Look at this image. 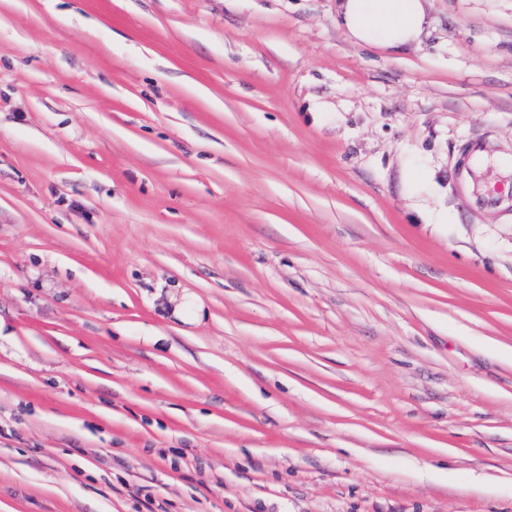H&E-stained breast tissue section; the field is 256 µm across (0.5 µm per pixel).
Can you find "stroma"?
I'll return each mask as SVG.
<instances>
[{"label": "stroma", "instance_id": "35a3bbf8", "mask_svg": "<svg viewBox=\"0 0 512 512\" xmlns=\"http://www.w3.org/2000/svg\"><path fill=\"white\" fill-rule=\"evenodd\" d=\"M503 158L512 0H0V512H512ZM338 21L358 43L400 48L417 42L427 0H338Z\"/></svg>", "mask_w": 512, "mask_h": 512}]
</instances>
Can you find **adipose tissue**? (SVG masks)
I'll return each instance as SVG.
<instances>
[{"label": "adipose tissue", "mask_w": 512, "mask_h": 512, "mask_svg": "<svg viewBox=\"0 0 512 512\" xmlns=\"http://www.w3.org/2000/svg\"><path fill=\"white\" fill-rule=\"evenodd\" d=\"M425 0H340L338 21L358 43L400 48L417 42L425 23Z\"/></svg>", "instance_id": "obj_1"}]
</instances>
